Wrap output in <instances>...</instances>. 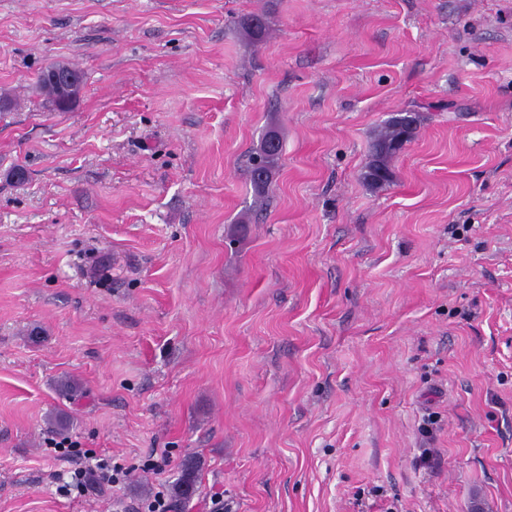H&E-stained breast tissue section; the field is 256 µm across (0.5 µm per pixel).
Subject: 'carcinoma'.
I'll return each instance as SVG.
<instances>
[{
    "instance_id": "1",
    "label": "carcinoma",
    "mask_w": 512,
    "mask_h": 512,
    "mask_svg": "<svg viewBox=\"0 0 512 512\" xmlns=\"http://www.w3.org/2000/svg\"><path fill=\"white\" fill-rule=\"evenodd\" d=\"M48 70L66 72L76 78L74 89L66 97L46 76V71L41 72L38 78V88L48 103L58 111H66L77 101L84 76L77 68L60 62L48 66ZM419 125L420 116L416 112H400L383 123L371 142L362 171V178L368 185L377 189L391 183L390 162L414 140ZM273 138H278V135L274 132L269 133L252 157L250 174L254 186L258 189L266 187L270 173L281 155V144H272ZM194 492L195 471L189 467L184 469L177 482L174 495L179 500H186L191 498Z\"/></svg>"
}]
</instances>
